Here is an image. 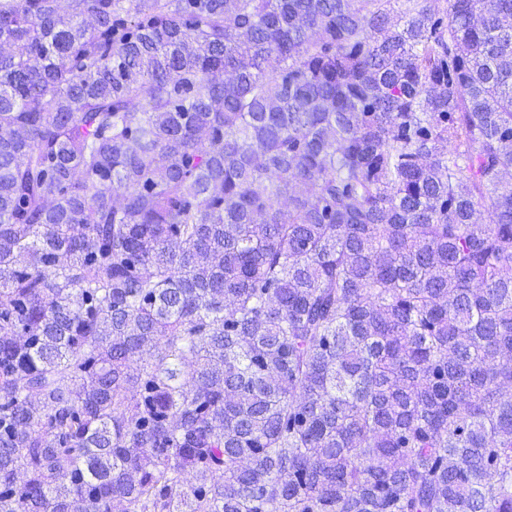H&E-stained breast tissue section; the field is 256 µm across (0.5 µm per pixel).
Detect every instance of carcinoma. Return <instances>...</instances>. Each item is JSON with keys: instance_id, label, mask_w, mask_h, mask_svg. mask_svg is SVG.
<instances>
[{"instance_id": "obj_1", "label": "carcinoma", "mask_w": 512, "mask_h": 512, "mask_svg": "<svg viewBox=\"0 0 512 512\" xmlns=\"http://www.w3.org/2000/svg\"><path fill=\"white\" fill-rule=\"evenodd\" d=\"M0 512H512V0H0Z\"/></svg>"}]
</instances>
